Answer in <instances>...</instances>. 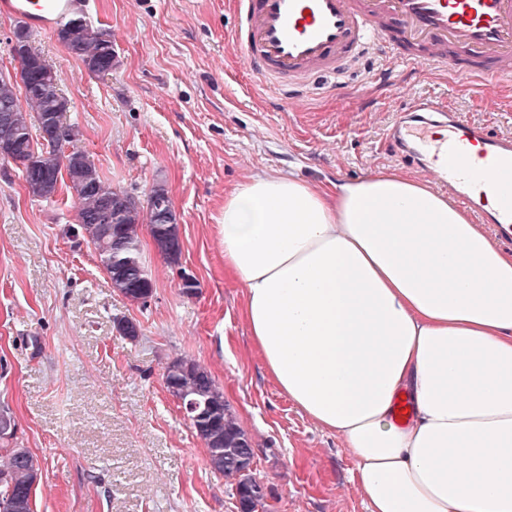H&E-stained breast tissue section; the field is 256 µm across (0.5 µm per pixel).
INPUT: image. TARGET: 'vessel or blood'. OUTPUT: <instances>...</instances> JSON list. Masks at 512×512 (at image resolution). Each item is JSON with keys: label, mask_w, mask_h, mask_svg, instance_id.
<instances>
[{"label": "vessel or blood", "mask_w": 512, "mask_h": 512, "mask_svg": "<svg viewBox=\"0 0 512 512\" xmlns=\"http://www.w3.org/2000/svg\"><path fill=\"white\" fill-rule=\"evenodd\" d=\"M233 46L246 65L282 94L315 76L339 82L347 66L377 51L452 69L465 78L512 81V0H233ZM89 0H0V12L49 32ZM411 140L444 163L429 170L462 199L494 196L485 218L512 240V138L465 123L441 102L412 98L390 140Z\"/></svg>", "instance_id": "vessel-or-blood-1"}]
</instances>
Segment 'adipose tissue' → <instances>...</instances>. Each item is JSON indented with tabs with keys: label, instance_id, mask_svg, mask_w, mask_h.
I'll use <instances>...</instances> for the list:
<instances>
[{
	"label": "adipose tissue",
	"instance_id": "ef3b65f1",
	"mask_svg": "<svg viewBox=\"0 0 512 512\" xmlns=\"http://www.w3.org/2000/svg\"><path fill=\"white\" fill-rule=\"evenodd\" d=\"M220 229L255 350L367 512H512V257L481 225L425 179L258 174Z\"/></svg>",
	"mask_w": 512,
	"mask_h": 512
}]
</instances>
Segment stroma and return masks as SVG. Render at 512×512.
Wrapping results in <instances>:
<instances>
[{
	"label": "stroma",
	"mask_w": 512,
	"mask_h": 512,
	"mask_svg": "<svg viewBox=\"0 0 512 512\" xmlns=\"http://www.w3.org/2000/svg\"><path fill=\"white\" fill-rule=\"evenodd\" d=\"M86 21L112 32L109 75L90 74L55 33L32 32L30 44L59 74L66 120L104 179L142 204L167 190L182 252L169 263L142 228L153 293L128 300L71 233L76 193L31 197L19 167L0 160V406L43 465L34 512H236L230 482L165 387L178 358L207 369L251 437L269 512H367L343 441L294 406L253 348L244 289L224 274V195L256 172L319 187L375 172L423 177L387 141L409 93L512 136V86L490 109L452 71L368 55L347 88L318 81L292 112L235 63L231 0H95ZM122 318L138 324L137 339L120 334Z\"/></svg>",
	"instance_id": "1"
}]
</instances>
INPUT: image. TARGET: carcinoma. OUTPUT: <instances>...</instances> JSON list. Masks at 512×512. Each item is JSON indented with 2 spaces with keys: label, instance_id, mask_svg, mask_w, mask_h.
<instances>
[{
  "label": "carcinoma",
  "instance_id": "cac0c4a2",
  "mask_svg": "<svg viewBox=\"0 0 512 512\" xmlns=\"http://www.w3.org/2000/svg\"><path fill=\"white\" fill-rule=\"evenodd\" d=\"M72 22L70 17L58 26V40L90 73H111L115 56L111 31L93 30L84 20L79 26ZM17 31L22 39L19 48L11 50L15 75L0 74V142L7 139L14 144V156L24 167L32 196L51 198L66 183L75 191L81 201L79 232L94 246L112 288L132 301L151 296L153 284L141 257L140 208L135 198L108 185L95 163L77 147L80 131L64 121L69 104L60 89V76L32 49L28 27L22 24ZM33 127L39 131L36 137L31 135ZM67 145L71 147L69 176L61 173L57 180L43 181L45 170L59 169L61 150ZM157 194L155 189L147 199L150 233L159 253L175 263L181 255L178 227L173 213L155 202ZM164 380L182 408L193 399L199 402L200 408L187 417L206 448L209 466L237 489L241 502L265 507L267 487L254 475L243 474L254 458L251 439L211 374L198 363L179 358L166 367ZM15 439L0 436V476L7 474L12 480L10 485L0 484V506L29 494L28 458L16 454Z\"/></svg>",
  "mask_w": 512,
  "mask_h": 512
}]
</instances>
